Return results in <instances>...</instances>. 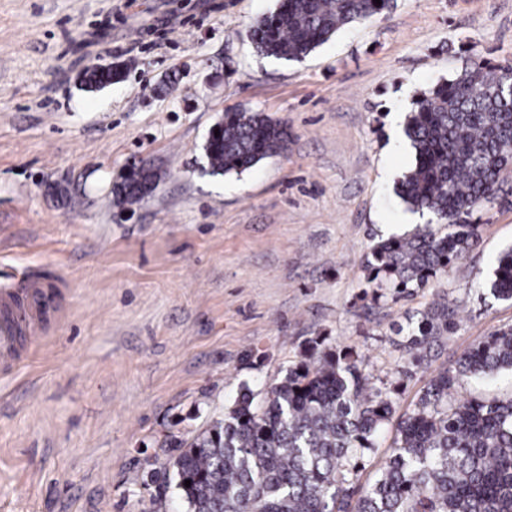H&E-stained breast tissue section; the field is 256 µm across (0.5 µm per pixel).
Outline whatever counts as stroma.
<instances>
[{
  "instance_id": "1",
  "label": "stroma",
  "mask_w": 512,
  "mask_h": 512,
  "mask_svg": "<svg viewBox=\"0 0 512 512\" xmlns=\"http://www.w3.org/2000/svg\"><path fill=\"white\" fill-rule=\"evenodd\" d=\"M277 5L0 0V289L56 286L0 371V512H151L142 482L169 438L266 392L311 341L357 353L400 416L512 327V300L485 288L512 245V173L473 214L480 245L426 288L378 301L365 270L375 242L428 222L395 192L413 154L394 113L467 65L512 66V0H396L300 62L247 36ZM108 63L121 82L79 87ZM236 109L285 122L288 149L210 174L203 144ZM134 161L160 179L128 214L109 191ZM444 295L454 329L402 375L397 326Z\"/></svg>"
}]
</instances>
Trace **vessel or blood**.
I'll list each match as a JSON object with an SVG mask.
<instances>
[{"label": "vessel or blood", "instance_id": "1", "mask_svg": "<svg viewBox=\"0 0 512 512\" xmlns=\"http://www.w3.org/2000/svg\"><path fill=\"white\" fill-rule=\"evenodd\" d=\"M52 295L40 281H32L26 294L0 290V364L16 363L19 333L32 325L35 312L47 311Z\"/></svg>", "mask_w": 512, "mask_h": 512}]
</instances>
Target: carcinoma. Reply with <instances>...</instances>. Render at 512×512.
<instances>
[{
  "instance_id": "obj_1",
  "label": "carcinoma",
  "mask_w": 512,
  "mask_h": 512,
  "mask_svg": "<svg viewBox=\"0 0 512 512\" xmlns=\"http://www.w3.org/2000/svg\"><path fill=\"white\" fill-rule=\"evenodd\" d=\"M393 8L394 0H280L248 33L258 53L300 61L344 26ZM122 76L118 67H91L84 83L99 91ZM218 128L204 144L213 175L241 174L288 148V126L263 112H226ZM405 135L414 163L397 194L439 227L374 244L368 282L377 299L426 287L478 243L479 225L469 218L500 198L503 175L512 171V69L476 63L436 83L415 100ZM158 180L149 168L135 183L117 182L113 202L130 210ZM486 288L512 300V247L500 253ZM456 317L444 296L407 317L397 346L408 364H427ZM358 362L315 341L264 398L244 387L224 420L176 443L164 489H173L185 512H512V396H454L469 379L512 375V328L437 371L395 422L390 395L368 389ZM391 423L393 443L377 478L354 488L355 462Z\"/></svg>"
}]
</instances>
